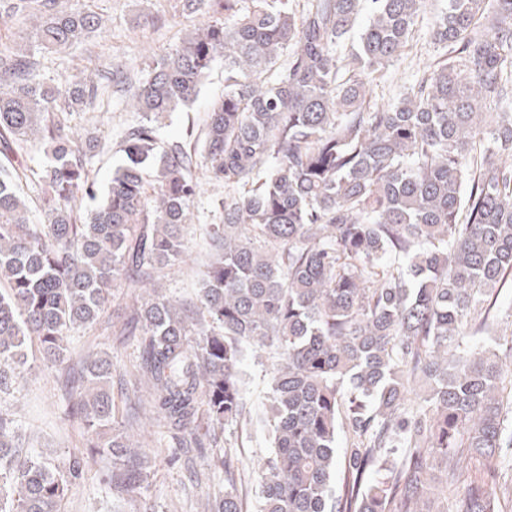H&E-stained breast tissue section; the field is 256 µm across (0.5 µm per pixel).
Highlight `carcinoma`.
Returning a JSON list of instances; mask_svg holds the SVG:
<instances>
[{
	"mask_svg": "<svg viewBox=\"0 0 512 512\" xmlns=\"http://www.w3.org/2000/svg\"><path fill=\"white\" fill-rule=\"evenodd\" d=\"M428 0H192L216 19L131 84L142 121L103 195L87 149L52 118L95 85L48 84L31 48L61 50L101 28L56 0H0V19L33 18L28 43L0 51V146L51 155L36 224L0 166V394L21 385L34 346L68 361L71 332L96 324L125 288L138 328V416L116 415L112 357L76 364L72 415L112 458V493L136 500L152 474L133 443L153 418L181 448L246 418L247 345L272 347L262 422L271 452L254 473L258 512H508L512 506V342L495 331L494 291L512 277V0H446L431 43L450 54L392 104L371 101ZM286 60H281V57ZM224 61L202 151L161 146L159 121L194 101ZM224 183L216 257L193 310L154 274L186 254L196 170ZM96 205L81 212L79 197ZM424 393L408 401L420 385ZM346 447L340 448L341 436ZM208 512H243L228 457ZM78 459L24 447L0 412V512H59Z\"/></svg>",
	"mask_w": 512,
	"mask_h": 512,
	"instance_id": "cac0c4a2",
	"label": "carcinoma"
}]
</instances>
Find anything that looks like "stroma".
Instances as JSON below:
<instances>
[{
  "mask_svg": "<svg viewBox=\"0 0 512 512\" xmlns=\"http://www.w3.org/2000/svg\"><path fill=\"white\" fill-rule=\"evenodd\" d=\"M66 10H88L102 19V27L85 43L65 51L37 52L40 77L60 82L94 77L95 97L84 104L54 110L65 125L94 140L98 148L87 158V168L98 191H105L114 170L124 164L125 130L141 120L140 113L115 93L107 74L122 65L132 79L144 78L153 60L172 51L189 30L206 22V15L188 11L184 0H58ZM444 0H429L427 9L406 51L387 74L370 86L377 102L398 95L405 84L418 78L440 52L430 42L428 30ZM224 94V65L216 63L206 77L197 99L171 113L160 128L163 140L202 142L211 105ZM223 184L201 177L191 224L186 225L185 262L177 269L162 270L160 286L180 302L194 304L201 286V273L212 254L210 230L222 223ZM107 349L116 369H124L135 358L134 337L121 338L95 325L77 330L72 338L73 358L87 348ZM273 353L266 348L251 350L244 367V395L250 420L227 428L216 448H166L156 459L154 474L142 491L141 504L151 512H201L202 502L224 489V472L211 467L219 448H228L239 467L254 469L269 452V441L258 423L267 393V373ZM75 394L65 385L62 367L34 360L20 392L0 397V409L14 413L24 434L36 449L59 459L77 454L86 460L79 480L62 504L63 512H129V504L112 495L105 483L111 467L108 459L88 446V434L70 411Z\"/></svg>",
  "mask_w": 512,
  "mask_h": 512,
  "instance_id": "obj_1",
  "label": "stroma"
}]
</instances>
